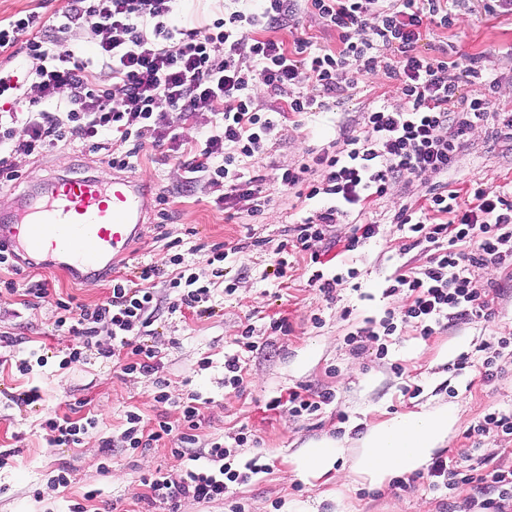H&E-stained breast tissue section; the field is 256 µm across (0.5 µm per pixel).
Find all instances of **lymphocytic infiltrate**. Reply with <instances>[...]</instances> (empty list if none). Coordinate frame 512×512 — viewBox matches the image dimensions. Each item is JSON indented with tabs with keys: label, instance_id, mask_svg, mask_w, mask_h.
<instances>
[{
	"label": "lymphocytic infiltrate",
	"instance_id": "obj_1",
	"mask_svg": "<svg viewBox=\"0 0 512 512\" xmlns=\"http://www.w3.org/2000/svg\"><path fill=\"white\" fill-rule=\"evenodd\" d=\"M175 2L64 0L51 16L32 11L0 24V54L11 50L40 62L35 70L39 96L33 100L16 83L10 65L0 66V187L19 178L18 155L39 156L59 144L78 143L112 169L132 171L149 145L182 156L184 186L207 177L226 189L228 200L256 212L263 188L243 180L240 167L273 143L286 112L313 111L321 96L342 101L355 86L354 73L383 74L398 83L404 107L382 105L364 113L358 131L340 126L334 149L321 150L276 178L286 190L324 201L288 228L275 250L276 274L286 277L292 259L302 258L312 271L310 286L330 299L357 272L327 275L325 246H339L345 254L380 233L379 224H357L350 235L338 237L332 233L335 224L367 199L448 172L468 135L487 119H494L499 138L512 141V105H495L466 90L483 78L478 58L465 59L454 50L431 57L420 50L430 31L455 24L457 0H229L223 17L200 30L170 26ZM303 10L335 30L337 50L313 51L306 38L289 49L272 38V31L287 28ZM77 34L97 37L93 55L74 43ZM101 67L111 75L109 85L96 79ZM311 86L316 95L308 94ZM262 91L287 102V110H260ZM162 101L198 127L199 138L181 140L158 109ZM392 221L407 233L406 250L428 251L429 260L391 279L387 295H405L406 304L386 309L380 319L367 320L348 335L353 352L371 346L381 358L388 352L387 338L398 328L413 327L426 340L450 321L491 316L496 283L480 276L512 265V194L489 190L484 183L463 191L444 183L431 186L426 212L403 204ZM179 245L176 239L168 243L173 250L169 269L144 261L137 280L113 277L112 292L101 303L89 307L57 300L56 327L80 340L64 364L83 360L104 324L112 344L99 349L101 358L117 359L128 350L133 359L122 364L124 374L157 371L158 353L145 338L154 313L163 306L172 314L208 311L211 288L187 275ZM160 277L177 291L166 304L154 290ZM196 401L190 394L183 402L179 433L161 420L146 434L139 415L127 416V447L147 448L171 436L172 456L187 463L176 479L159 469L144 477L148 507L163 504L178 512L185 499L221 500L261 470L253 461L244 470L234 469L231 449L220 443L196 449L193 432L202 422ZM202 458L207 464L201 468ZM425 479L433 490L470 487L469 503L479 512H512V465L475 462L467 454L439 456Z\"/></svg>",
	"mask_w": 512,
	"mask_h": 512
}]
</instances>
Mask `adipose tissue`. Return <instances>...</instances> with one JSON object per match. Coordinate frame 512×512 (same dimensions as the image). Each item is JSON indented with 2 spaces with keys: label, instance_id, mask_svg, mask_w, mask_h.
Returning <instances> with one entry per match:
<instances>
[{
  "label": "adipose tissue",
  "instance_id": "adipose-tissue-1",
  "mask_svg": "<svg viewBox=\"0 0 512 512\" xmlns=\"http://www.w3.org/2000/svg\"><path fill=\"white\" fill-rule=\"evenodd\" d=\"M459 419L457 408L446 405L375 425L358 442L357 472L381 485L393 473L419 469L444 446Z\"/></svg>",
  "mask_w": 512,
  "mask_h": 512
}]
</instances>
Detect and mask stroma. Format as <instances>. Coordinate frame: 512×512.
<instances>
[{"instance_id":"obj_1","label":"stroma","mask_w":512,"mask_h":512,"mask_svg":"<svg viewBox=\"0 0 512 512\" xmlns=\"http://www.w3.org/2000/svg\"><path fill=\"white\" fill-rule=\"evenodd\" d=\"M221 0H178L172 24L191 29L221 18ZM452 28L438 29L424 41L425 54L454 45L459 54L481 58L487 76L498 79L496 92L486 85H470L473 95H489L492 102L512 101V15L486 13L480 0H462ZM356 87L347 99L325 112L288 114L275 144L256 153L248 162L246 177L263 176L267 202L261 213H230L215 204L217 193L210 182H197L192 191L181 188L183 173L175 158H164L151 146L142 151L137 177L149 180L153 189L169 190L168 209L172 222L166 230L171 237L188 235L196 252L189 256V272L199 283L214 281L223 270V285L209 300L211 314L159 312L152 324L150 340L161 357V367L153 375L123 374L112 362L89 352L86 360L60 368L59 361L75 338L55 325L54 306L31 304L23 292L0 295V333L16 339L13 347L0 348V451L8 452L0 466V512H72L83 504L84 512H140V496L145 474L162 470L180 474L183 464L167 447L156 445L132 450L122 447L127 427L126 414L134 411L145 423L158 418L175 421L179 402L187 393L198 396L204 416L196 430L197 445L210 447L220 442L235 451L236 467L251 459L267 464L268 472L258 473L237 489L247 512H440L444 497L461 503L469 497L461 488L444 494L430 490L425 481L409 488L396 481L378 486L354 470L353 450L375 424L411 412L456 406L460 422L441 455L468 447L464 432L488 413H512V352L504 353L502 369L492 382H484L478 368L455 374L449 372V346L479 360L478 347L495 336L512 333V266L491 271L498 283L491 317L458 320L448 329L424 340L407 327L388 342V353L377 358L374 351L352 354L345 342L349 332L365 319L381 318L386 309L405 304L402 295H386L390 278L426 264L429 255L421 250L404 252V233L391 222L400 203L422 205L426 185L417 181L404 193L368 200L362 215L349 216L336 225L338 236H347L352 225L374 221L380 224L379 237L350 255L331 257L329 271L346 265L356 268L359 289L339 290L328 300L312 290L304 261H297L289 279L275 276V249L285 230L301 217L320 208L317 200L301 201L292 192L278 188L277 173L295 166L307 150H318L338 136V126L346 119L361 120L364 112L379 103L396 107L404 99L397 84L381 76L357 75ZM20 180L15 191L27 181L73 173L110 176L96 153L76 145H59L39 157H18ZM449 187L463 188L471 181H483L494 188L512 182V148L496 138L493 127H480L468 136V143L455 171L447 176ZM146 234L125 257L122 273L133 277L140 261L164 264L169 253L157 237L155 213L146 217ZM240 244L244 250L221 262L213 261L212 249L221 243ZM16 281L28 277L46 279L62 298L93 305L109 293L108 278L78 280L51 263L18 260ZM351 316H344V309ZM287 318L291 331L274 336L271 319ZM251 322L259 343L256 351L240 353L236 338L241 325ZM240 355L243 385L224 383V362ZM329 387L336 400L316 416L298 417L289 412L267 410L271 399L288 389ZM169 399L156 402L158 388ZM37 389L36 404H17L16 396ZM419 389L410 397L411 389ZM346 414L338 423L337 414ZM69 416L77 421L91 416L96 427L82 444L67 448L56 445L54 435L43 429L51 415ZM252 430L255 441L237 445L242 429ZM114 449L103 453V441ZM331 440L344 454L338 462L342 475L328 473L309 478L299 469L305 449ZM71 474V483L61 488L52 482L59 469Z\"/></svg>"}]
</instances>
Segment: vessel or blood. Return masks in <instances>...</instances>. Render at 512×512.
<instances>
[{"mask_svg": "<svg viewBox=\"0 0 512 512\" xmlns=\"http://www.w3.org/2000/svg\"><path fill=\"white\" fill-rule=\"evenodd\" d=\"M148 181L116 174L30 181L0 211V247L47 256L80 279H97L144 235Z\"/></svg>", "mask_w": 512, "mask_h": 512, "instance_id": "1", "label": "vessel or blood"}]
</instances>
